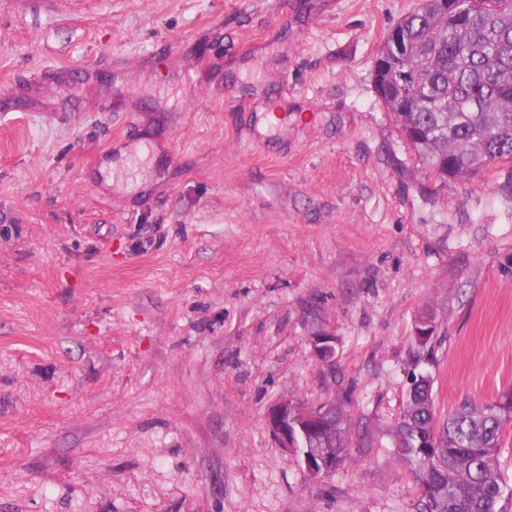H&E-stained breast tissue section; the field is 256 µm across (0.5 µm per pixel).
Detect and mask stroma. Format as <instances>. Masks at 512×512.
Listing matches in <instances>:
<instances>
[{
    "label": "stroma",
    "mask_w": 512,
    "mask_h": 512,
    "mask_svg": "<svg viewBox=\"0 0 512 512\" xmlns=\"http://www.w3.org/2000/svg\"><path fill=\"white\" fill-rule=\"evenodd\" d=\"M419 2L0 0V512H415L409 373L512 390V169L437 178L374 86ZM300 412L299 403L291 399H283L271 406L267 412L269 428L276 436L280 447L299 455V440L307 435L317 433L321 429V416L324 410L320 407H304ZM327 422V431L322 438L314 441H302L303 450L307 448L314 451L336 454V463H332V457L329 455H317L311 458L302 453L301 457L308 470L313 476L327 475L336 470L345 459L346 446L342 438V423L344 420L341 406L332 405L325 412Z\"/></svg>",
    "instance_id": "stroma-1"
}]
</instances>
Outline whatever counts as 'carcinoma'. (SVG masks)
Listing matches in <instances>:
<instances>
[{
	"instance_id": "1",
	"label": "carcinoma",
	"mask_w": 512,
	"mask_h": 512,
	"mask_svg": "<svg viewBox=\"0 0 512 512\" xmlns=\"http://www.w3.org/2000/svg\"><path fill=\"white\" fill-rule=\"evenodd\" d=\"M470 25H450L424 7L397 24L409 43L427 41L435 52L400 61L401 71L378 74L379 94L398 131L442 180L469 179L512 162V5L477 0ZM412 389L393 427L394 453L411 466L421 487L417 512H503L500 437L512 420V393L491 403L464 404L441 425L429 402L432 378L411 374ZM325 435L303 448L345 459L341 406L325 412Z\"/></svg>"
}]
</instances>
